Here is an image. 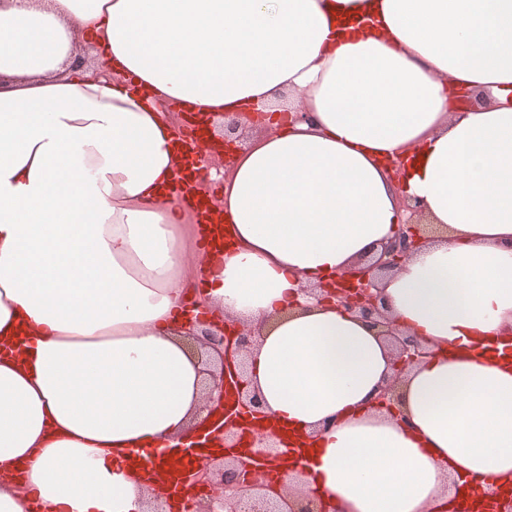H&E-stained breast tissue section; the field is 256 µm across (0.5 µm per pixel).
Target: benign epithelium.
Segmentation results:
<instances>
[{
    "label": "benign epithelium",
    "instance_id": "1",
    "mask_svg": "<svg viewBox=\"0 0 512 512\" xmlns=\"http://www.w3.org/2000/svg\"><path fill=\"white\" fill-rule=\"evenodd\" d=\"M407 212V218L376 257L361 264L353 275L340 276L330 287L311 292L316 300H330L372 323L392 344V383L379 393L377 404L396 419L402 418L396 381L426 354V347L418 337L396 328L385 314L379 280L418 253L438 230L420 207L409 205ZM181 338L191 353L207 356L201 360L203 374L209 391L217 396H208L199 413L217 409L224 413L223 430L218 437L229 451L220 459L197 453L190 466L180 468L179 482L183 488L205 486L211 490L196 512H327L319 498L295 499L276 492L263 479L266 462L273 456L277 441L272 432L256 427L257 420L263 418V407L245 378L243 353L257 342L255 331L242 327L232 334L222 325L201 324L193 317ZM481 494L486 496L483 503L492 512H512V495L502 496L493 487Z\"/></svg>",
    "mask_w": 512,
    "mask_h": 512
}]
</instances>
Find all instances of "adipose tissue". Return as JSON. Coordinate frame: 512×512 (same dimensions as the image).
Returning a JSON list of instances; mask_svg holds the SVG:
<instances>
[{"label": "adipose tissue", "mask_w": 512, "mask_h": 512, "mask_svg": "<svg viewBox=\"0 0 512 512\" xmlns=\"http://www.w3.org/2000/svg\"><path fill=\"white\" fill-rule=\"evenodd\" d=\"M0 77V512H150L207 398L178 337L198 286L260 333L292 496L449 512V480L512 486V0H0ZM179 110L247 137L215 238L175 182ZM409 203L447 235L380 284L427 344L400 423L383 336L307 291Z\"/></svg>", "instance_id": "ef3b65f1"}]
</instances>
